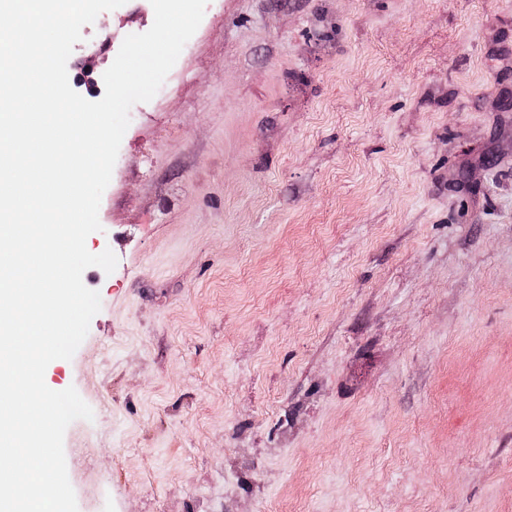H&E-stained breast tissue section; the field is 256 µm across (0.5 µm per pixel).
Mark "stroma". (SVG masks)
I'll list each match as a JSON object with an SVG mask.
<instances>
[{"label":"stroma","instance_id":"1","mask_svg":"<svg viewBox=\"0 0 512 512\" xmlns=\"http://www.w3.org/2000/svg\"><path fill=\"white\" fill-rule=\"evenodd\" d=\"M153 22L100 13L71 87ZM506 93L512 0H208L130 110L86 241L117 266L45 380L93 411L80 512H512Z\"/></svg>","mask_w":512,"mask_h":512}]
</instances>
